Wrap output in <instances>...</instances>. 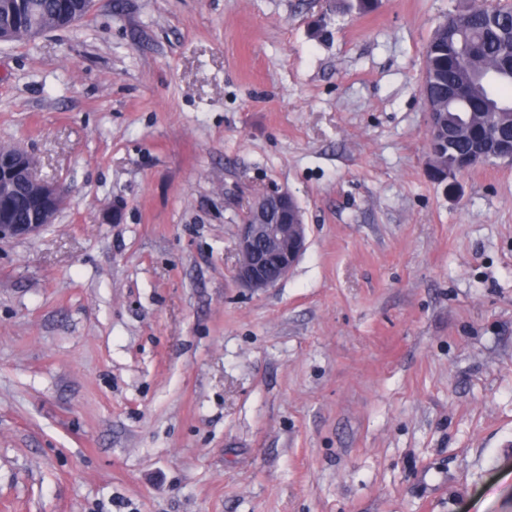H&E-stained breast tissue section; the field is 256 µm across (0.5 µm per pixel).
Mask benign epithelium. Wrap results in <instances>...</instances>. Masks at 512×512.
<instances>
[{
    "mask_svg": "<svg viewBox=\"0 0 512 512\" xmlns=\"http://www.w3.org/2000/svg\"><path fill=\"white\" fill-rule=\"evenodd\" d=\"M428 123L429 168L438 178H447L466 167L459 164L450 172H438L436 156L439 138L445 135L443 115L434 111L430 101H425ZM15 172L18 180L28 183L38 191V202L44 218L31 224H0V241L24 239L35 236L53 223L66 200V188L58 182L45 181L37 175L35 158L24 150L15 152ZM275 203L288 213L287 223L268 221L266 212ZM305 224L294 197L286 190H277L258 197L248 208L236 241L234 281L250 291L274 286L292 271L305 250Z\"/></svg>",
    "mask_w": 512,
    "mask_h": 512,
    "instance_id": "benign-epithelium-1",
    "label": "benign epithelium"
}]
</instances>
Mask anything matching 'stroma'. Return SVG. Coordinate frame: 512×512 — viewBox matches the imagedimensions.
Instances as JSON below:
<instances>
[{
    "label": "stroma",
    "mask_w": 512,
    "mask_h": 512,
    "mask_svg": "<svg viewBox=\"0 0 512 512\" xmlns=\"http://www.w3.org/2000/svg\"><path fill=\"white\" fill-rule=\"evenodd\" d=\"M348 2L0 43V144L68 190L0 243V512H512V159L430 178L420 92L472 0ZM281 189L306 250L237 287ZM274 202L288 213L286 224L268 223L266 212ZM305 224L294 197L277 190L258 197L248 208L236 241L234 281L250 291L271 288L292 271L305 250ZM273 264L276 273L268 274Z\"/></svg>",
    "instance_id": "stroma-1"
}]
</instances>
